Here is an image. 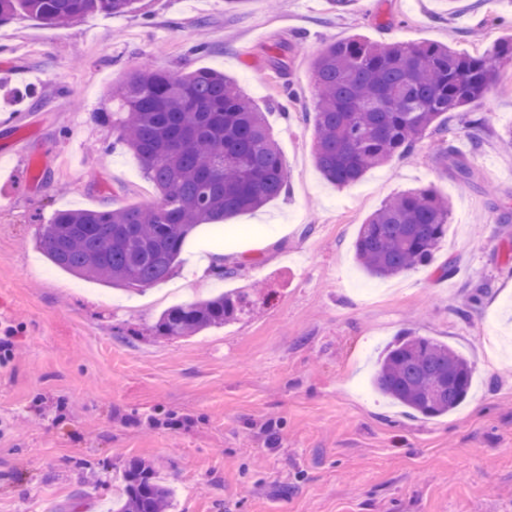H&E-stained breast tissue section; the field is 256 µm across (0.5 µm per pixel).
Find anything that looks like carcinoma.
I'll return each instance as SVG.
<instances>
[{"instance_id": "obj_1", "label": "carcinoma", "mask_w": 512, "mask_h": 512, "mask_svg": "<svg viewBox=\"0 0 512 512\" xmlns=\"http://www.w3.org/2000/svg\"><path fill=\"white\" fill-rule=\"evenodd\" d=\"M140 0H0V22L17 15L59 27L79 18L125 15ZM512 67V38L490 56L442 43L382 45L365 37L329 43L314 64L315 163L344 186L393 157L411 154L429 129L439 154L466 179L469 168L443 134L448 113L482 98L499 69ZM96 120L114 143L137 156L159 194L157 203L119 209H68L45 225L39 248L56 267L104 285L138 289L165 281L184 245L203 226H219L279 197L286 164L264 112L220 71L184 75L140 69L113 85ZM448 198L411 189L386 200L361 225L354 256L372 278H392L432 263L448 230ZM240 292L164 310L158 336H193L237 318ZM473 367L445 343L413 332L381 357L372 380L383 396L425 418L443 416L467 398ZM171 486L142 460L132 461L112 512H166Z\"/></svg>"}]
</instances>
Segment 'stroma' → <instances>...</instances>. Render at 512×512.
I'll return each mask as SVG.
<instances>
[{"label": "stroma", "instance_id": "1", "mask_svg": "<svg viewBox=\"0 0 512 512\" xmlns=\"http://www.w3.org/2000/svg\"><path fill=\"white\" fill-rule=\"evenodd\" d=\"M124 16L57 29L0 24V512H108L128 461L175 489L174 512H512V69L448 115L462 180L426 133L339 187L316 169L313 62L326 42H444L492 53L512 0H142ZM208 53H194L199 32ZM152 68L211 67L268 114L289 190L201 228L169 279L124 291L54 267L37 241L64 207L154 204L138 159L103 152L112 83ZM485 120L472 147L468 122ZM433 187L451 218L429 267L388 279L354 260L364 220L391 196ZM222 255L235 277L196 279ZM253 257L244 265V257ZM252 294L236 320L170 339L167 307ZM478 303H471L472 294ZM448 343L475 370L454 413L424 419L370 387L398 334Z\"/></svg>", "mask_w": 512, "mask_h": 512}]
</instances>
